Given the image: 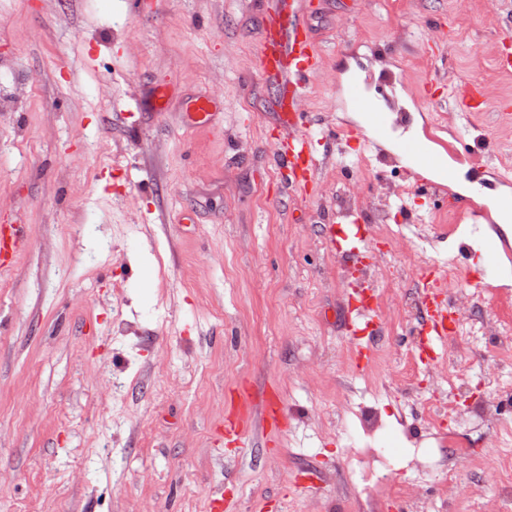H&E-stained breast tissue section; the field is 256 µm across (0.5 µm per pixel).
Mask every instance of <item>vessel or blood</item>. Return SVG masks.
Listing matches in <instances>:
<instances>
[{
	"label": "vessel or blood",
	"instance_id": "vessel-or-blood-1",
	"mask_svg": "<svg viewBox=\"0 0 512 512\" xmlns=\"http://www.w3.org/2000/svg\"><path fill=\"white\" fill-rule=\"evenodd\" d=\"M310 20L299 0H268L264 17V35L258 49L262 70L272 75L276 87V105L282 125L288 134L284 142L273 145L272 152L278 167L288 169L292 188L311 194L317 185L319 159L313 148L314 136L303 121L302 100L310 77L321 66L320 52L309 36ZM370 114L368 132L347 131L336 136L340 150L352 143L364 141L366 135L385 136L388 118L384 111L367 105ZM397 157L406 166L436 165L443 156L430 150L420 139H405L397 147ZM21 233L15 225L0 227V268L7 266L19 248ZM326 246L329 251L344 256L350 268L365 267L370 255L369 228L364 224H330L326 227ZM426 284L424 296L423 333L434 343L446 342L452 329L449 325L451 309L442 293L446 277L420 276ZM374 285L358 282L353 290V304L349 307L352 324V345L358 368H365L371 359V344L380 334L378 315L367 296ZM265 428L278 432L288 425V416L278 397H270L265 406ZM249 425L245 402H238L224 418V439L239 443Z\"/></svg>",
	"mask_w": 512,
	"mask_h": 512
}]
</instances>
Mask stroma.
<instances>
[{
    "label": "stroma",
    "mask_w": 512,
    "mask_h": 512,
    "mask_svg": "<svg viewBox=\"0 0 512 512\" xmlns=\"http://www.w3.org/2000/svg\"><path fill=\"white\" fill-rule=\"evenodd\" d=\"M302 2L323 56L305 95L324 156L313 198L289 194L270 160L284 130L257 60L267 0H0V225L23 238L0 269V512H207L219 486L233 512H375L370 489L408 478L422 448L438 512L451 427L477 446L451 512H512L498 471L512 457V368L468 336L421 354L426 264L371 226L385 334L357 370L352 278L325 244L326 225L343 221L337 184L371 196L382 178L374 146L327 152L329 133L368 123L338 86L361 79L374 95L367 75L386 68L405 135L451 112L444 84L495 89L481 115L442 134L485 150L455 162L446 196L407 186L390 217L440 265L456 259L463 197L494 209V172L512 165V70L497 64L512 54L501 28L512 0ZM216 86L214 123L189 126L187 102ZM437 210L453 227L422 224ZM472 279L481 316L512 309V260L493 273L474 257L456 285ZM118 318L128 331H114ZM438 364L461 388L453 425ZM241 386L252 424L228 446L224 412ZM272 393L290 416L276 435L263 424ZM477 401L497 410L499 432L470 424ZM368 409L382 423L373 436L359 431ZM367 446L385 451L384 467L357 465ZM309 467L319 487L294 494Z\"/></svg>",
    "instance_id": "35a3bbf8"
}]
</instances>
